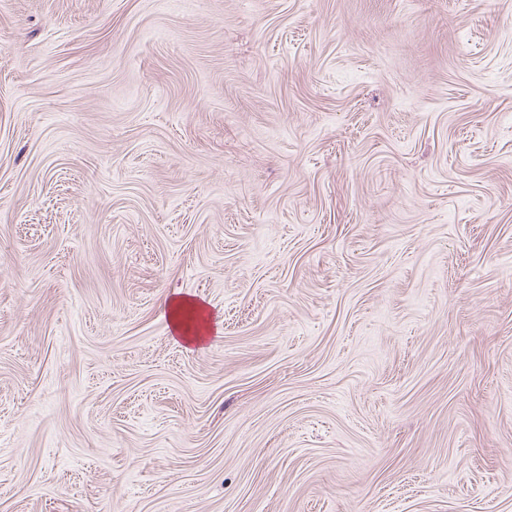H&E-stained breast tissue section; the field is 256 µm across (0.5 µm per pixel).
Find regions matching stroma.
Instances as JSON below:
<instances>
[{
    "label": "stroma",
    "mask_w": 512,
    "mask_h": 512,
    "mask_svg": "<svg viewBox=\"0 0 512 512\" xmlns=\"http://www.w3.org/2000/svg\"><path fill=\"white\" fill-rule=\"evenodd\" d=\"M0 512H512V0H0ZM165 309L173 333L187 345H199L210 335V314L203 303L192 298L172 296L167 299ZM187 312L193 314L192 322L187 321Z\"/></svg>",
    "instance_id": "1"
}]
</instances>
